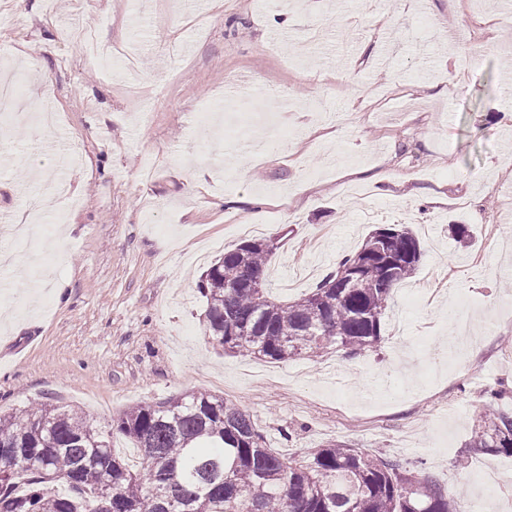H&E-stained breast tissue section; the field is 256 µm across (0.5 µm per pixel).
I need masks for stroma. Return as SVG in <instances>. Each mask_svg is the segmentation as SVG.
Masks as SVG:
<instances>
[{
  "label": "stroma",
  "mask_w": 512,
  "mask_h": 512,
  "mask_svg": "<svg viewBox=\"0 0 512 512\" xmlns=\"http://www.w3.org/2000/svg\"><path fill=\"white\" fill-rule=\"evenodd\" d=\"M78 23L110 60L49 39ZM163 38L180 51L157 56ZM509 40L512 12L496 0H0L12 59L0 77H23L22 112L48 101L58 116L0 138V250L26 257L16 224L42 180L67 183L40 212L55 277L0 270V411L47 402L105 427L132 404L207 391L284 457L344 442L423 466L474 512H512V456L465 450L486 391L512 383ZM459 45L479 55L475 70L459 69ZM243 77L261 94L241 96L234 121L275 147L234 161L214 115ZM74 140L82 162L60 172ZM256 199L266 235L281 237L266 285L282 300L310 289L285 288L298 266L324 275L376 228L414 232L422 260L373 348L276 362L213 344L195 257L247 241L234 224ZM453 224L470 228L469 246ZM488 468L504 478L484 489Z\"/></svg>",
  "instance_id": "1"
}]
</instances>
